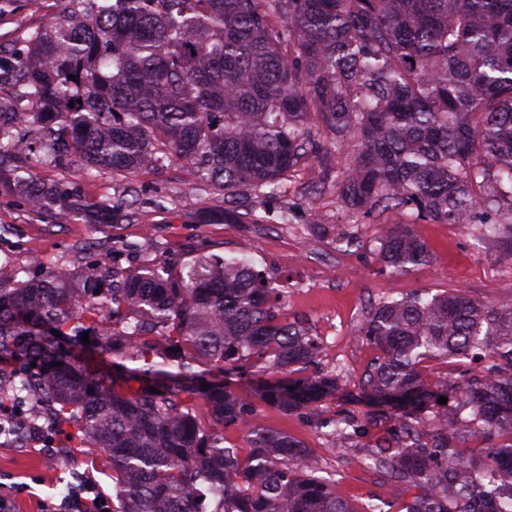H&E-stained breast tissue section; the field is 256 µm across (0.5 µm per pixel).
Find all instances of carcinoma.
<instances>
[{
    "label": "carcinoma",
    "instance_id": "1",
    "mask_svg": "<svg viewBox=\"0 0 512 512\" xmlns=\"http://www.w3.org/2000/svg\"><path fill=\"white\" fill-rule=\"evenodd\" d=\"M46 2L0 0V18ZM57 2L0 53V195L54 222L136 211L131 200L87 212L75 189L35 176L44 152L89 175L179 163L224 190L226 224L266 223L253 198L317 162L353 213L397 215L376 251L399 273L430 262L414 224H481L492 237L512 224V0ZM287 298L243 248L132 275L86 263L76 284L47 265L0 288V358L23 364L0 384V408L32 392L67 444L102 449L112 512H384L337 494L300 441L257 422L260 403L306 409L338 450L361 427L320 405L345 365L321 369L322 339L284 319ZM85 332L131 363L126 374L80 364ZM360 335L380 351L363 393L399 422L368 466L399 512H512V300L387 299ZM479 356L490 364L457 404L423 417L448 383L430 388L422 364ZM270 370L281 378L253 398L232 387ZM227 426L247 456L225 446ZM474 439L486 446L464 456Z\"/></svg>",
    "mask_w": 512,
    "mask_h": 512
}]
</instances>
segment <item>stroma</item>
<instances>
[{
	"mask_svg": "<svg viewBox=\"0 0 512 512\" xmlns=\"http://www.w3.org/2000/svg\"><path fill=\"white\" fill-rule=\"evenodd\" d=\"M46 181L72 185L83 204L126 200L128 187L138 191L137 219L122 224H53L19 197H0V283L11 286L13 272L36 274L56 264L79 273L81 259L99 260L135 273L146 261L190 259L198 253L224 254L247 249L273 274L291 278L283 313L311 326L323 340L325 367L346 364L341 386L328 397L332 410L350 409L357 416L372 410L361 387L377 351L357 329L372 304L415 292L462 290L484 301L512 296V249L505 241H480L478 225H415L432 257L429 264L405 273L385 267L374 251L382 226L374 216L349 211L335 191L311 195L320 179L317 166L290 173L279 196L261 200L262 210H292L288 224H199L196 214L224 209V193L205 183L186 184L180 166L142 170L121 177L109 170L89 176L80 165H40ZM265 428L300 440L319 462L336 475L339 492L356 506L375 497L386 499L382 480L365 464L369 445L392 429V420L368 426L353 437L345 453L332 449L305 413L263 406L258 416ZM104 493L112 491V469L102 450L63 448L49 458L42 444H0V497L11 499L14 512H45L60 503L77 477Z\"/></svg>",
	"mask_w": 512,
	"mask_h": 512,
	"instance_id": "35a3bbf8",
	"label": "stroma"
}]
</instances>
